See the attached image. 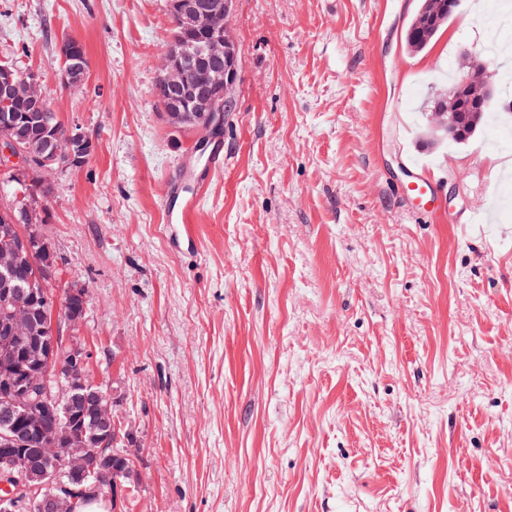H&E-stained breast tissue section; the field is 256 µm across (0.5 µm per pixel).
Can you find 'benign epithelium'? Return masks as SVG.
<instances>
[{
	"label": "benign epithelium",
	"mask_w": 512,
	"mask_h": 512,
	"mask_svg": "<svg viewBox=\"0 0 512 512\" xmlns=\"http://www.w3.org/2000/svg\"><path fill=\"white\" fill-rule=\"evenodd\" d=\"M236 0H166L176 32L164 51L153 94L164 112L178 94L192 111L181 116L190 131L214 132L224 127L233 111V92L240 69V54L233 34ZM63 59L62 82L77 86L83 80L85 53L74 38L59 43ZM43 76L34 72L15 80L0 67V102L20 103L23 119L52 131L56 142L37 144L13 135L17 116L0 113V161L11 164L19 184H47L46 176L61 166L77 167L94 151L85 133L59 134L42 92ZM441 94L434 109L435 128L452 119ZM26 223L0 225V335L10 343L0 347V509L11 512L19 500L35 512H72L73 486L86 478L90 458L104 465L113 484L114 510L121 508V482L107 466V448L118 422L111 393L96 379L85 380L80 370L90 361L88 349L74 341L86 321L89 295L83 285L70 284L53 291L60 264L52 243L41 231L46 207L40 197L16 191ZM29 288L18 300L16 282ZM70 342L67 353L61 343ZM37 437L38 457L65 468L64 475L39 470L26 455Z\"/></svg>",
	"instance_id": "obj_1"
}]
</instances>
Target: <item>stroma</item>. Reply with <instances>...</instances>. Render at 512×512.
I'll return each mask as SVG.
<instances>
[{
	"label": "stroma",
	"mask_w": 512,
	"mask_h": 512,
	"mask_svg": "<svg viewBox=\"0 0 512 512\" xmlns=\"http://www.w3.org/2000/svg\"><path fill=\"white\" fill-rule=\"evenodd\" d=\"M165 4L0 0V61L41 72L96 142L53 176L42 230L61 285L89 291L90 368L141 472L131 512H512V116L429 146L414 109L512 0H462L417 54L418 0H237L235 110L204 157L152 95ZM412 161L461 191L425 220L399 192ZM203 169L185 251L164 198ZM491 202L495 223H465ZM59 53L64 62L62 82L68 86L79 85L86 71L82 45L74 38L64 39L59 43Z\"/></svg>",
	"instance_id": "stroma-1"
}]
</instances>
